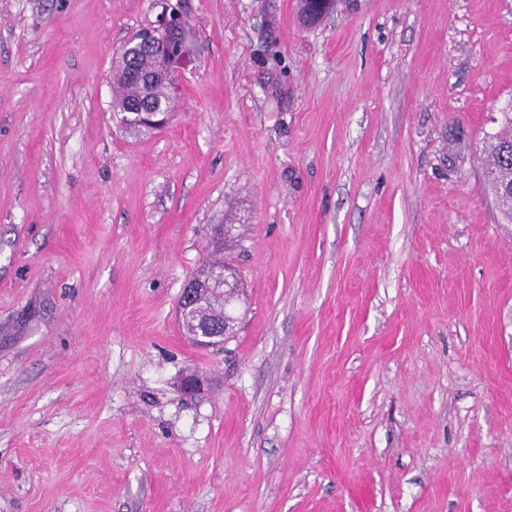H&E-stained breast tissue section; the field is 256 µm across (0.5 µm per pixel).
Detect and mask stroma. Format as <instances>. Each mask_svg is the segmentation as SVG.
Returning a JSON list of instances; mask_svg holds the SVG:
<instances>
[{"instance_id":"stroma-1","label":"stroma","mask_w":512,"mask_h":512,"mask_svg":"<svg viewBox=\"0 0 512 512\" xmlns=\"http://www.w3.org/2000/svg\"><path fill=\"white\" fill-rule=\"evenodd\" d=\"M184 11L134 132L154 0H0V512H512V0ZM214 258L219 349L176 315ZM152 52L144 39L140 49L137 52L122 53L119 60L115 62L112 69V79L115 84L122 89L117 91L112 101V112L114 115L125 114L131 109L137 108L148 103H159L148 110L139 108L137 111L128 113V116L135 122L150 126L152 128L165 127L173 111V100L168 101L166 92L161 87L153 88L149 94H141L136 88L138 75L148 72L151 65ZM502 129L489 137L488 155L491 162L486 167L487 182L495 191L499 184H511L512 182V112H503ZM508 146L509 159L503 160L501 152Z\"/></svg>"}]
</instances>
